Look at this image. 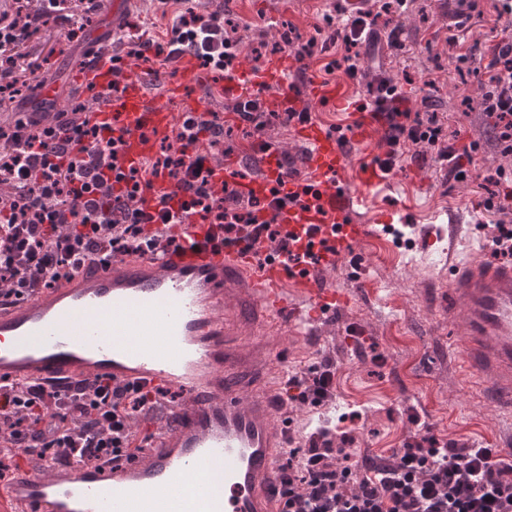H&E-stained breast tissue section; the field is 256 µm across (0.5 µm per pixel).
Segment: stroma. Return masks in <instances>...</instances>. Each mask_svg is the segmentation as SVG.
<instances>
[{"mask_svg": "<svg viewBox=\"0 0 512 512\" xmlns=\"http://www.w3.org/2000/svg\"><path fill=\"white\" fill-rule=\"evenodd\" d=\"M336 0H195L201 13H228L239 24L242 46L255 50L273 44L276 27L296 28L303 38L315 36ZM182 0H127L129 22L147 29L156 41L168 39L171 19L182 11ZM392 25L402 29L403 49L379 44L361 58L363 74L382 73L402 84L408 106L414 112H439L456 145L479 142L475 158L477 173L488 175L498 167L512 165L494 145V133L480 106V78L458 71L453 50L447 43L448 19L439 0H417L415 7L395 15ZM112 29V0H100L92 22L68 42L64 53H53L59 32L40 33L28 51L39 57L38 70L27 74L34 95H20L0 106V119L15 112H31L41 104L53 110L86 101L78 88L75 67L91 43ZM340 44L324 43L309 62L312 77L350 84L361 105H370L365 82L350 80L344 68L325 73L331 60L341 59ZM402 178L377 194L368 209L370 216H391L394 228L387 234L388 248L345 261L328 271L336 287L353 286L364 279L373 296L337 310L324 322L316 339L294 334L282 337L279 347L288 360L289 372L312 364L330 365L334 373L329 404L313 407L293 403L294 418L302 434L327 426L336 446L353 449L374 460L388 459L392 449L420 439L432 430L439 439L457 445L498 446L503 424L476 387L448 365V344L460 332L448 325L432 304L447 281L442 265L434 263L421 237L431 228L443 229L438 210H462V223L471 225V235L454 242L457 255L472 260H490L481 245L484 228L496 219L484 205L486 193L477 181L460 182L445 175L434 157L405 158ZM419 414L413 424L411 414Z\"/></svg>", "mask_w": 512, "mask_h": 512, "instance_id": "1", "label": "stroma"}]
</instances>
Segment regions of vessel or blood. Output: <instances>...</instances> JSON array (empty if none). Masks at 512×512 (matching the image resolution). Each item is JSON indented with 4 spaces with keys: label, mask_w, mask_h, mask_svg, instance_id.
<instances>
[{
    "label": "vessel or blood",
    "mask_w": 512,
    "mask_h": 512,
    "mask_svg": "<svg viewBox=\"0 0 512 512\" xmlns=\"http://www.w3.org/2000/svg\"><path fill=\"white\" fill-rule=\"evenodd\" d=\"M164 94L143 74L112 85V65L82 70L97 102L89 117L109 123L124 140V164L142 167L172 138L182 113L198 109L186 87L201 71L180 57ZM288 58L270 57L259 70L241 60L226 95L275 89L286 109ZM318 106L347 113L350 134L372 142L383 122L359 110L348 89L311 81ZM305 149L299 172L263 157L261 178H243L241 192L269 194L278 179L306 192L312 205L280 220L289 234L310 231L312 257L288 261L274 244L225 248L196 217L177 225V242L157 255L113 257L109 266L80 270L35 297L0 307V381L40 383L112 376L120 384L149 382L183 391L169 427L150 451L109 470L56 466L40 474L15 471L0 487V512H276L274 485L295 422L279 386L261 380L280 335L309 336L336 309L366 293L338 288L324 274L359 251L386 246L371 224L357 220L385 180L374 160L344 172L349 154L338 132L318 116L297 126ZM300 303L292 305L288 297ZM440 304L463 337L448 348L512 425V265L448 260Z\"/></svg>",
    "instance_id": "1"
}]
</instances>
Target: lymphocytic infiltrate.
Segmentation results:
<instances>
[{"label":"lymphocytic infiltrate","instance_id":"lymphocytic-infiltrate-1","mask_svg":"<svg viewBox=\"0 0 512 512\" xmlns=\"http://www.w3.org/2000/svg\"><path fill=\"white\" fill-rule=\"evenodd\" d=\"M0 8V102L15 100L22 79L24 51L42 28H66V40L77 37V25L87 23L98 0H10ZM416 0H369L352 12L336 6L338 24L332 40L342 41L348 75H357L360 53L381 40L399 43L402 30H381L385 15L403 13ZM456 34L448 38L456 66L474 70L475 46L458 35L468 23H483L482 0H454ZM238 24L216 11L207 15L186 9L172 22L167 42L149 32L109 33L92 45L90 56L108 57L112 84L129 76V59L143 63L171 62L183 54L194 56L214 79L232 76L238 58ZM481 85V107L491 119L495 142L512 158V31L492 37ZM377 106L385 107L387 151L378 165L389 172L398 156L414 150L417 158L434 156L450 175L471 178L467 161L480 150L472 142L462 148L447 144L438 113H414L402 106L399 85L378 75L368 86ZM231 112L253 130L260 151L274 147L266 131L272 123L290 126L311 114L310 105L291 112L269 110L260 97L234 99ZM86 105L61 112H35L0 127V304L30 298L72 277L88 263H102L117 255L154 254L172 245L178 214L195 215L223 232L222 244L252 241L277 244L287 252L280 231L279 212L300 198L281 189L270 195H243L236 181L217 180L230 149L224 146V120L219 112H189L171 141L143 168L125 167L122 138L109 134L106 123L90 122ZM163 173L171 186L161 194L157 213H149L145 193L150 175ZM488 183L505 186L507 202L486 199L495 211L497 236L491 254L512 259V168L498 169ZM186 198L179 211L168 204L173 194ZM333 388V373L319 366L288 378L289 401L319 407ZM170 390L147 384L119 385L98 377L63 388L33 381L0 382V447L11 449V461L37 460L40 466L93 464L133 458L137 450L134 419L169 404ZM279 512H512V457L492 449L457 447L424 434L420 440L395 449L388 460L360 465L348 448L334 447L312 435L304 448L289 449L280 467L275 490Z\"/></svg>","mask_w":512,"mask_h":512}]
</instances>
